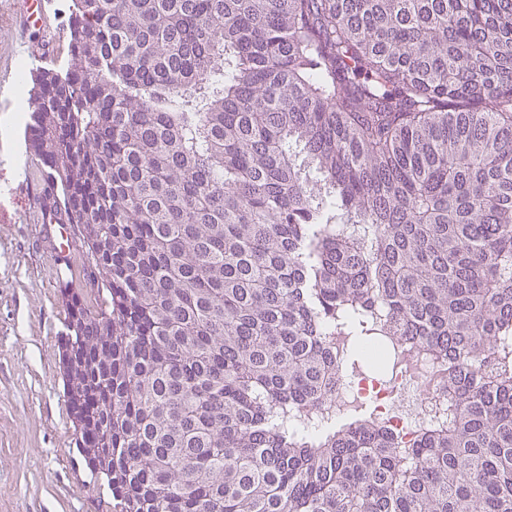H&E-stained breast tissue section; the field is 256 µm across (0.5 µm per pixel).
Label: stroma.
<instances>
[{
  "label": "stroma",
  "mask_w": 512,
  "mask_h": 512,
  "mask_svg": "<svg viewBox=\"0 0 512 512\" xmlns=\"http://www.w3.org/2000/svg\"><path fill=\"white\" fill-rule=\"evenodd\" d=\"M15 0H0V116L17 101L18 78L33 79ZM23 127L0 139V512H108L74 444L57 347L65 320L60 290L85 285L80 258L62 264L26 189L40 178Z\"/></svg>",
  "instance_id": "obj_1"
}]
</instances>
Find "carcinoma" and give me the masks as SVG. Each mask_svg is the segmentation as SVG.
<instances>
[{"label":"carcinoma","mask_w":512,"mask_h":512,"mask_svg":"<svg viewBox=\"0 0 512 512\" xmlns=\"http://www.w3.org/2000/svg\"><path fill=\"white\" fill-rule=\"evenodd\" d=\"M69 46L24 121L110 512H512V0H73ZM405 348L413 439L323 413ZM434 358L435 356L423 350L402 352L392 368L393 382L389 384L364 371L355 372L343 382L336 399L328 406V411L336 412V416L341 415L353 409L363 399L369 398L374 404L378 419L409 440L413 437L415 424L427 421L436 407L448 405V389L437 375L433 365ZM399 386L411 387L413 392L407 403V421L391 412Z\"/></svg>","instance_id":"obj_1"}]
</instances>
